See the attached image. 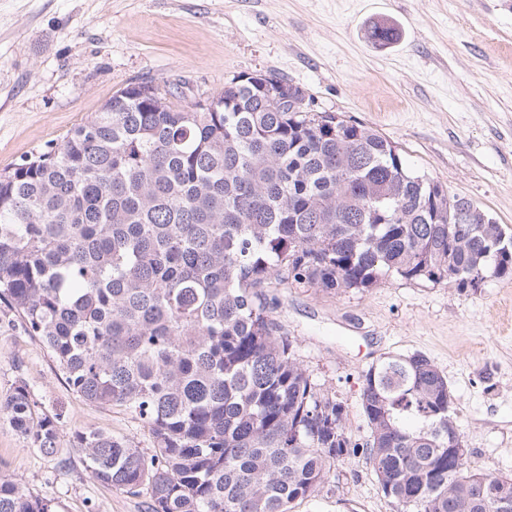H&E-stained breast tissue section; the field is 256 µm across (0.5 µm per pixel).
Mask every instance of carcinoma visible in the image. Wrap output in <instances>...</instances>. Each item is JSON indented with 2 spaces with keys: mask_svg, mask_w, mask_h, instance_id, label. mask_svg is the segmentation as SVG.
I'll list each match as a JSON object with an SVG mask.
<instances>
[{
  "mask_svg": "<svg viewBox=\"0 0 512 512\" xmlns=\"http://www.w3.org/2000/svg\"><path fill=\"white\" fill-rule=\"evenodd\" d=\"M398 37L385 23L366 38ZM118 91L62 143L0 173V298L87 401L121 406L154 438L148 454L77 434L103 484L146 493L150 512H291L336 461L363 452L398 512H501L512 475L451 450L448 379L424 355L363 374L368 429L301 366L262 291L271 279L326 293L386 279L476 289L512 275V229L450 224L441 183L411 173L393 143L335 112L296 111L293 84L232 78L220 111L170 91ZM0 418L45 456L56 418L24 384ZM0 512H57L0 480Z\"/></svg>",
  "mask_w": 512,
  "mask_h": 512,
  "instance_id": "1",
  "label": "carcinoma"
}]
</instances>
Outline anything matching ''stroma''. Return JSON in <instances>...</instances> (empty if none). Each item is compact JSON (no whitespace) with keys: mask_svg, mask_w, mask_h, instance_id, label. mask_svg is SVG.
Listing matches in <instances>:
<instances>
[{"mask_svg":"<svg viewBox=\"0 0 512 512\" xmlns=\"http://www.w3.org/2000/svg\"><path fill=\"white\" fill-rule=\"evenodd\" d=\"M398 31L380 46L366 28ZM262 73L303 88L314 109L377 130L407 166L512 229V0H0V172L61 143L127 84H167L175 102ZM264 292L297 358L367 434L363 371L421 353L447 377L469 462L512 472V277L478 289L386 280L328 294L269 281ZM26 384L58 416L59 453L44 456L0 419V478L24 482L58 512H148L147 495L100 483L75 436L96 429L151 451L148 428L90 404L38 337L0 302V397ZM292 512H396L364 456L337 462Z\"/></svg>","mask_w":512,"mask_h":512,"instance_id":"35a3bbf8","label":"stroma"}]
</instances>
